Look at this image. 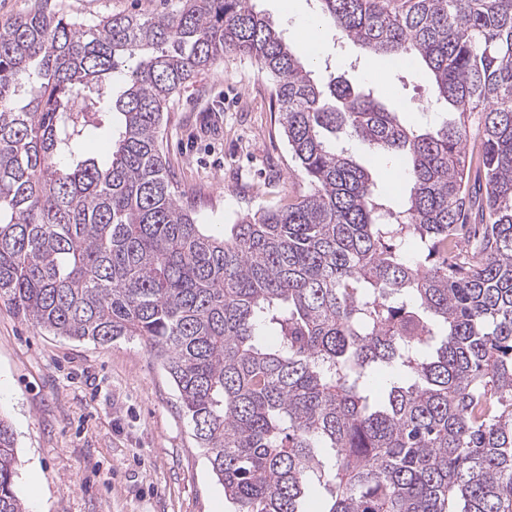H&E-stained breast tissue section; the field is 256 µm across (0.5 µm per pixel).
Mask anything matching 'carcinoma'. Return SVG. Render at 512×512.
<instances>
[{"label":"carcinoma","instance_id":"carcinoma-1","mask_svg":"<svg viewBox=\"0 0 512 512\" xmlns=\"http://www.w3.org/2000/svg\"><path fill=\"white\" fill-rule=\"evenodd\" d=\"M317 2L367 53L427 69L454 119L418 133L315 80L253 0L1 25L0 301L55 336L143 341L233 512H308L313 487L319 512H512V0ZM228 53L273 81L306 190L218 238L160 134ZM103 105L123 122L100 164L80 146ZM340 132L403 161L400 208ZM14 462L0 418V512H24Z\"/></svg>","mask_w":512,"mask_h":512}]
</instances>
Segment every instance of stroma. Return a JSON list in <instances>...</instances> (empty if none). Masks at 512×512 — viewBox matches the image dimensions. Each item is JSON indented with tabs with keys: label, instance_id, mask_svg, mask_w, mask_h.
Returning <instances> with one entry per match:
<instances>
[{
	"label": "stroma",
	"instance_id": "35a3bbf8",
	"mask_svg": "<svg viewBox=\"0 0 512 512\" xmlns=\"http://www.w3.org/2000/svg\"><path fill=\"white\" fill-rule=\"evenodd\" d=\"M67 16L141 18L176 10L178 0H56ZM315 77L373 88L402 123L430 130L448 117L430 100L429 78L395 60L370 57L334 29L315 43L296 22L316 0H255ZM255 60L228 54L173 98L161 131L169 173L198 223L223 232L258 209L287 204L306 189ZM383 199L399 205L402 162L352 141ZM0 416L16 439L14 484L25 512H227L160 362L136 339L108 345L52 336L0 303Z\"/></svg>",
	"mask_w": 512,
	"mask_h": 512
}]
</instances>
